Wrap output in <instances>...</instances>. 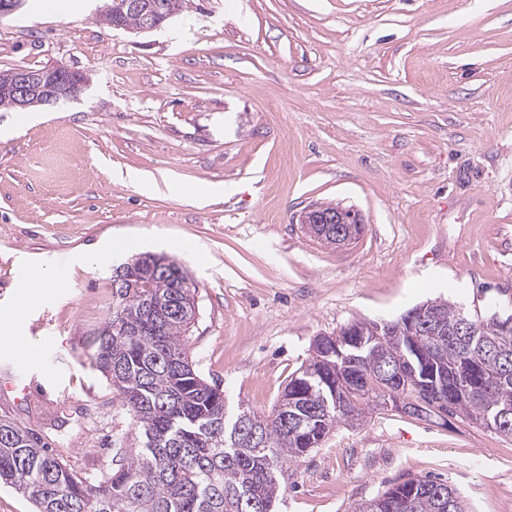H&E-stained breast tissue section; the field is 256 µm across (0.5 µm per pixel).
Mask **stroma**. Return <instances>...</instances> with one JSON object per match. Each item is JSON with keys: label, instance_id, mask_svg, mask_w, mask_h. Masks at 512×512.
Wrapping results in <instances>:
<instances>
[{"label": "stroma", "instance_id": "1", "mask_svg": "<svg viewBox=\"0 0 512 512\" xmlns=\"http://www.w3.org/2000/svg\"><path fill=\"white\" fill-rule=\"evenodd\" d=\"M108 0L0 16V72H85L80 100L0 107V419L74 470L111 471L131 421L90 364L112 270L187 269L189 352L229 410L269 414L316 336L448 299L512 314V0H185L162 29L103 28ZM359 210L339 250L297 215ZM47 274L6 326L30 278ZM410 476L512 512V438L383 405L288 471L277 512H353Z\"/></svg>", "mask_w": 512, "mask_h": 512}]
</instances>
